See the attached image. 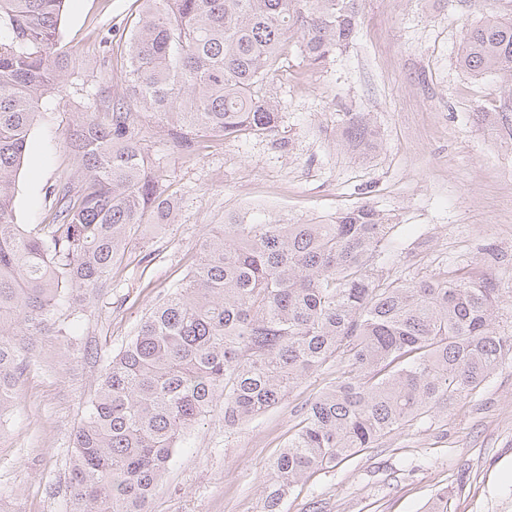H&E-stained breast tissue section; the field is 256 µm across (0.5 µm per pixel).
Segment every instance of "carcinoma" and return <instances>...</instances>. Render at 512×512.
Listing matches in <instances>:
<instances>
[{
	"label": "carcinoma",
	"instance_id": "1",
	"mask_svg": "<svg viewBox=\"0 0 512 512\" xmlns=\"http://www.w3.org/2000/svg\"><path fill=\"white\" fill-rule=\"evenodd\" d=\"M359 2L143 0L124 82L185 152L201 137L274 134L281 106L267 87L283 47L298 34L309 63H325L352 43ZM64 4L0 0V414L16 404L31 345L74 340L84 301L139 229L172 224L178 211L143 143L142 113L119 98L68 131L75 169L47 189L51 220L15 223L31 128L70 76ZM458 64L512 77V18L488 13L470 27ZM336 143L356 154L378 147L370 119L352 112L338 120ZM390 229L360 206L330 224L232 213L203 232L199 263L99 379L73 438L66 512H150L184 436L216 399L232 430L330 360L336 383L271 460L264 512H281L307 473L478 389L512 354V334L495 327L496 278H379Z\"/></svg>",
	"mask_w": 512,
	"mask_h": 512
}]
</instances>
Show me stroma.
<instances>
[{
    "label": "stroma",
    "mask_w": 512,
    "mask_h": 512,
    "mask_svg": "<svg viewBox=\"0 0 512 512\" xmlns=\"http://www.w3.org/2000/svg\"><path fill=\"white\" fill-rule=\"evenodd\" d=\"M142 0H67L60 41L73 74L33 126L16 178L15 221L48 223L47 188L72 169L66 132L79 113L123 97L128 42ZM512 0H362L352 43L310 65L290 41L269 90L279 137H204L187 155L146 113L142 133L179 201L174 223L148 225L87 301L74 344L39 343L0 445V512H66L72 438L108 360L198 259L196 243L235 211L291 224L328 222L370 205L392 224L383 276L428 279L445 269L494 274L496 325L512 332V91L457 57L485 14ZM368 114L381 143L355 155L333 142L336 117ZM337 366L301 381L277 406L224 429V403L193 428L151 512H263L266 466L287 444ZM512 355L448 411L386 435L307 474L281 512H420L447 491L448 512H512Z\"/></svg>",
    "instance_id": "35a3bbf8"
}]
</instances>
